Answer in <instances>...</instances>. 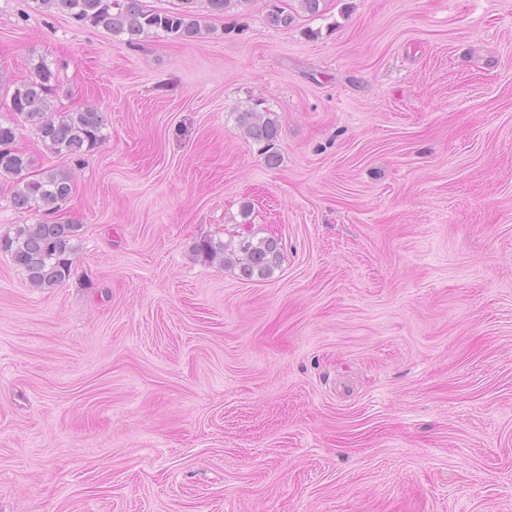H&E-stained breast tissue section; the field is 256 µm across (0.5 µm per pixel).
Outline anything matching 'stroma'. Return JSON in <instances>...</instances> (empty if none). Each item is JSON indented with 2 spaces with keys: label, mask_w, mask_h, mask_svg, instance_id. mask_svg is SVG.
Wrapping results in <instances>:
<instances>
[{
  "label": "stroma",
  "mask_w": 512,
  "mask_h": 512,
  "mask_svg": "<svg viewBox=\"0 0 512 512\" xmlns=\"http://www.w3.org/2000/svg\"><path fill=\"white\" fill-rule=\"evenodd\" d=\"M207 25L133 47L0 0V86L43 56L107 133L18 126L80 230L53 288L0 252V512H512V0ZM248 231L268 279L194 251ZM262 101L254 100L237 112L236 122L243 134L254 142L263 145L265 160L273 166L279 162L276 143L280 136V125L273 112L262 106Z\"/></svg>",
  "instance_id": "35a3bbf8"
}]
</instances>
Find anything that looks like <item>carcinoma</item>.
I'll return each mask as SVG.
<instances>
[{
  "mask_svg": "<svg viewBox=\"0 0 512 512\" xmlns=\"http://www.w3.org/2000/svg\"><path fill=\"white\" fill-rule=\"evenodd\" d=\"M35 9L62 8L81 24L102 28L124 42L135 45L159 31L173 40H187L207 29V19L226 11L246 9L252 0H179L173 8H151L144 0H33ZM60 82L44 58L32 63V75L13 84L9 115L0 120V177L14 178L11 198L22 212L56 213L70 197L73 186L68 172L46 168L36 177L22 173L33 168L34 157L15 146L18 123L26 122L35 131L41 145L51 154L81 158L93 152L105 139V119L94 105L73 112H61L56 101ZM236 122L243 134L263 145L265 160L279 162L276 143L280 136L278 119L256 100L237 112ZM79 225L39 220L20 224L14 235L0 238V251L11 255L25 271L35 288H52L69 278ZM194 250L211 262L231 263L248 280L269 278L279 266L278 240L239 236L230 249L221 241L202 240Z\"/></svg>",
  "mask_w": 512,
  "mask_h": 512,
  "instance_id": "cac0c4a2",
  "label": "carcinoma"
}]
</instances>
